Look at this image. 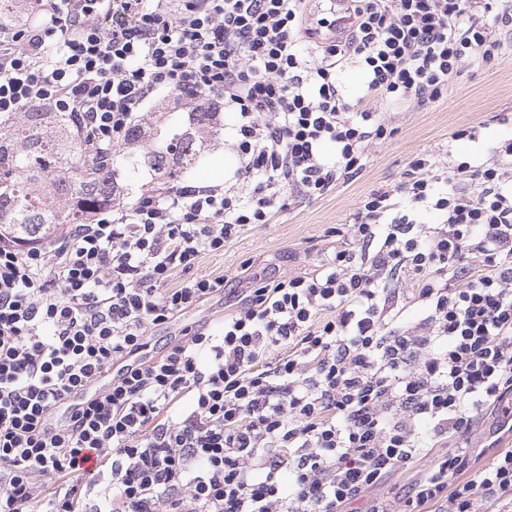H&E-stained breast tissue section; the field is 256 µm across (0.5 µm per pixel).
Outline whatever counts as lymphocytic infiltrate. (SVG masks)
<instances>
[{
  "label": "lymphocytic infiltrate",
  "instance_id": "obj_1",
  "mask_svg": "<svg viewBox=\"0 0 512 512\" xmlns=\"http://www.w3.org/2000/svg\"><path fill=\"white\" fill-rule=\"evenodd\" d=\"M347 9V32L311 43L307 0H112L108 26L97 0H44L0 37V115L75 113L103 160L171 94L228 116L233 157L223 183L141 191L49 247L0 241V512H388L370 490L424 458L406 512H512V406L488 463L469 451L512 395V137L498 164L412 156L326 228L338 248L313 273L168 285L290 197L357 178L396 134L369 99L437 103L512 47V0ZM210 302L215 328L143 359L148 329ZM340 82L347 98L353 102L361 95V75L358 65L349 61L340 73Z\"/></svg>",
  "mask_w": 512,
  "mask_h": 512
}]
</instances>
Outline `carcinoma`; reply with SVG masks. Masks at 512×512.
Returning a JSON list of instances; mask_svg holds the SVG:
<instances>
[{
	"instance_id": "cac0c4a2",
	"label": "carcinoma",
	"mask_w": 512,
	"mask_h": 512,
	"mask_svg": "<svg viewBox=\"0 0 512 512\" xmlns=\"http://www.w3.org/2000/svg\"><path fill=\"white\" fill-rule=\"evenodd\" d=\"M38 0H0V30L33 17ZM210 112H197L177 143L145 148L140 163L175 175L201 159L203 134L218 132ZM112 160L93 158L69 112L32 108L0 115V240L40 244L71 224L112 206Z\"/></svg>"
}]
</instances>
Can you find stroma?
Returning <instances> with one entry per match:
<instances>
[{"mask_svg":"<svg viewBox=\"0 0 512 512\" xmlns=\"http://www.w3.org/2000/svg\"><path fill=\"white\" fill-rule=\"evenodd\" d=\"M386 117L398 132L392 139L369 146L367 165L358 178L339 183L321 198L296 201L271 223L252 227L226 244L223 252L206 255L190 272H176L170 287L190 277H237L247 260L252 261L253 272L261 275L313 272L337 247L335 238L325 236V229L345 223L363 195L397 183L410 157L421 152L448 153L453 160L475 166L497 160L499 141L512 136V53L488 67L466 66L464 75L440 102L424 109H391ZM458 126L476 127V141L449 144V134ZM139 154V148L128 145L112 151L116 200L125 206L151 180Z\"/></svg>","mask_w":512,"mask_h":512,"instance_id":"35a3bbf8","label":"stroma"}]
</instances>
